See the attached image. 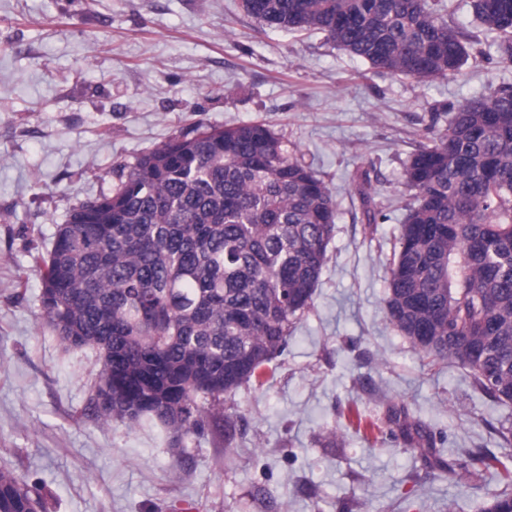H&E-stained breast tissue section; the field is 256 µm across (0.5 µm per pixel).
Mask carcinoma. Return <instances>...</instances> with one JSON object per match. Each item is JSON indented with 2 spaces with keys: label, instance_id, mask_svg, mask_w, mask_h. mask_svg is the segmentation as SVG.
Segmentation results:
<instances>
[{
  "label": "carcinoma",
  "instance_id": "carcinoma-1",
  "mask_svg": "<svg viewBox=\"0 0 512 512\" xmlns=\"http://www.w3.org/2000/svg\"><path fill=\"white\" fill-rule=\"evenodd\" d=\"M469 7L478 36L448 23L452 0H241L271 29L324 33L417 83L456 77L482 35L512 62V0ZM403 178L413 201L388 264L389 319L429 369L452 360L475 389L512 404V85L459 105ZM359 192L376 223L368 179ZM335 220L327 186L263 123L195 128L140 155L113 193L72 209L42 258L49 324L102 360L87 409L157 420L177 442L207 417L233 436L224 395L283 351ZM350 416L366 439L379 429L357 407ZM459 469L495 473L482 512H512V455L472 454ZM0 512H43L42 497L0 472Z\"/></svg>",
  "mask_w": 512,
  "mask_h": 512
}]
</instances>
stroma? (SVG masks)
<instances>
[{"label": "stroma", "instance_id": "stroma-1", "mask_svg": "<svg viewBox=\"0 0 512 512\" xmlns=\"http://www.w3.org/2000/svg\"><path fill=\"white\" fill-rule=\"evenodd\" d=\"M238 3L0 0V471L37 486L44 512H448L453 501L480 512L491 473L450 467L505 453L494 426L512 405L453 362L429 370L388 319L386 279L410 201L404 163L452 109L512 84V63L493 52L455 79L417 83L324 34L268 29ZM250 122L283 135L335 203L311 308L263 386L225 396L241 418L233 439L208 426L175 448L157 421L98 420L87 409L98 353L67 348L44 318L40 256L142 153ZM354 404L382 426L407 412L435 460L399 436L373 444L340 429Z\"/></svg>", "mask_w": 512, "mask_h": 512}]
</instances>
